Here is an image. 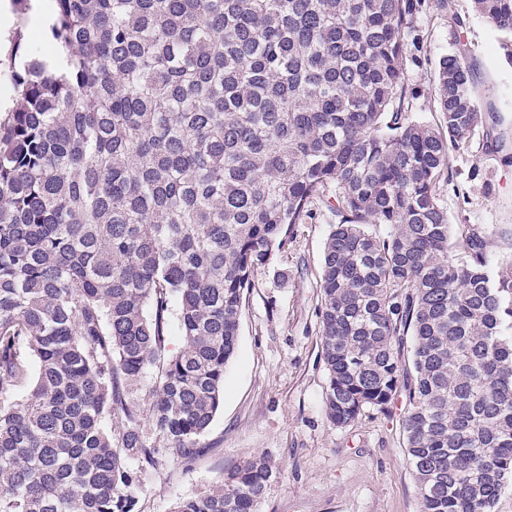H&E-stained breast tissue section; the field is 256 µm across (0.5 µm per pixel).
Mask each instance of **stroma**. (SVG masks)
Instances as JSON below:
<instances>
[{
  "mask_svg": "<svg viewBox=\"0 0 512 512\" xmlns=\"http://www.w3.org/2000/svg\"><path fill=\"white\" fill-rule=\"evenodd\" d=\"M448 12L422 22L426 62L411 74L422 89L414 114L438 124L429 92L438 61L467 43L480 102L494 115L470 152L450 153L443 205L450 223L512 228V61L472 0H448ZM452 15L465 19L464 29L450 27ZM332 223L326 205L314 204L257 269L243 300L237 351L224 370V404L200 439L204 452L190 464L148 471L140 512H170L255 456L267 457L274 470L256 512H421L403 444L404 397L345 427L326 413L319 284Z\"/></svg>",
  "mask_w": 512,
  "mask_h": 512,
  "instance_id": "stroma-1",
  "label": "stroma"
}]
</instances>
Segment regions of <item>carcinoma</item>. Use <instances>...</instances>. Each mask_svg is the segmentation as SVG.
Wrapping results in <instances>:
<instances>
[{"label":"carcinoma","instance_id":"cac0c4a2","mask_svg":"<svg viewBox=\"0 0 512 512\" xmlns=\"http://www.w3.org/2000/svg\"><path fill=\"white\" fill-rule=\"evenodd\" d=\"M473 2L511 60L512 0ZM447 14L448 0H51L44 49L14 32L0 512H138L147 471L191 462L254 271L314 201L335 217L320 281L330 420L405 393L422 512H493L512 487V259L490 243L511 247L512 230L453 226L441 204L449 154L486 119L468 48L439 60L442 126L413 115L421 19ZM149 368L142 408L128 387ZM271 476L244 460L171 512H255Z\"/></svg>","mask_w":512,"mask_h":512}]
</instances>
